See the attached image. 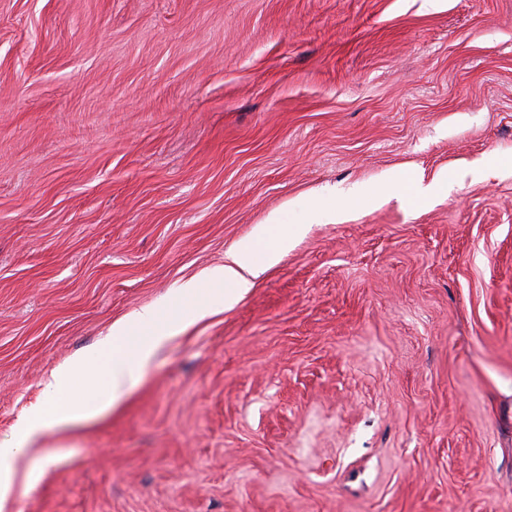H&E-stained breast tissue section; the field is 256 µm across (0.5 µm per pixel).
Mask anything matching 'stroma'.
Returning a JSON list of instances; mask_svg holds the SVG:
<instances>
[{
  "instance_id": "stroma-1",
  "label": "stroma",
  "mask_w": 512,
  "mask_h": 512,
  "mask_svg": "<svg viewBox=\"0 0 512 512\" xmlns=\"http://www.w3.org/2000/svg\"><path fill=\"white\" fill-rule=\"evenodd\" d=\"M272 216L5 512H512V0H0V441Z\"/></svg>"
}]
</instances>
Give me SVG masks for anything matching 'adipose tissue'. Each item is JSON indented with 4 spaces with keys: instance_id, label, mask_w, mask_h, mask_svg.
<instances>
[{
    "instance_id": "obj_1",
    "label": "adipose tissue",
    "mask_w": 512,
    "mask_h": 512,
    "mask_svg": "<svg viewBox=\"0 0 512 512\" xmlns=\"http://www.w3.org/2000/svg\"><path fill=\"white\" fill-rule=\"evenodd\" d=\"M298 233V228L270 221L226 253L223 265L209 270L204 281L190 280L181 286L179 294L189 304L180 309L176 319L143 310L132 319L113 323L91 350L60 363L46 386L44 400L19 419L10 444L0 446V510L17 482H30L29 471L20 467L22 458L49 428H76L112 410L154 362L178 325L236 302L252 288L260 272L287 252Z\"/></svg>"
}]
</instances>
